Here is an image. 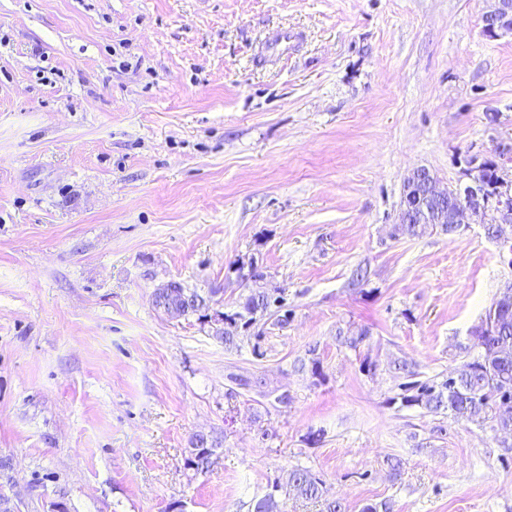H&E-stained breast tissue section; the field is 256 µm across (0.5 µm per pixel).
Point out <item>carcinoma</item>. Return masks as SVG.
<instances>
[{
    "label": "carcinoma",
    "instance_id": "1",
    "mask_svg": "<svg viewBox=\"0 0 512 512\" xmlns=\"http://www.w3.org/2000/svg\"><path fill=\"white\" fill-rule=\"evenodd\" d=\"M479 180L485 194L493 195L499 182L498 165L487 160L479 164ZM448 233V225L435 227L426 224L393 225L391 237L419 238L429 231ZM191 294L177 282L172 290L159 289L154 293L156 306L175 310L180 315L197 311L188 305L183 295ZM284 299L264 288H253L241 303L242 311L224 315L223 327L216 331L227 347L237 346L241 331L253 325L257 317H273V325L288 323ZM469 349L477 354L461 361L446 378L435 381L418 379L415 365L406 360L395 362V370L406 378L401 384L400 400L406 407L418 406L430 413L451 412L474 422H490L495 433L512 438V311L501 316L492 328L471 337ZM228 380L237 388L254 392L261 397L262 380L231 373ZM219 445L218 439L208 448H199L187 458V465L204 471L212 464V457ZM325 494L324 481L307 468H295L286 484L273 483L272 490L257 499L252 512H281L279 497L290 495L305 499H319Z\"/></svg>",
    "mask_w": 512,
    "mask_h": 512
}]
</instances>
